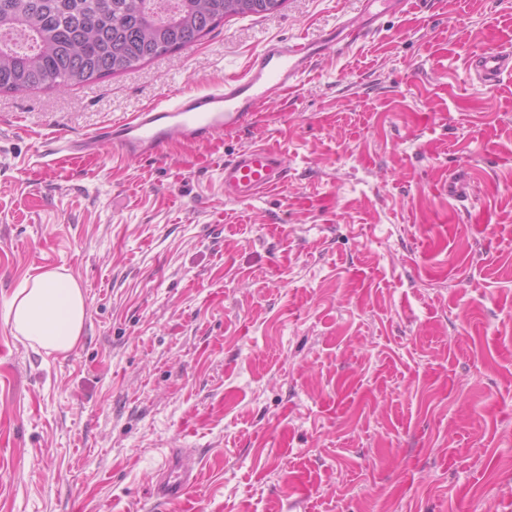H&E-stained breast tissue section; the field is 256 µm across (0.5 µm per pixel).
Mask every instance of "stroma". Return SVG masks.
<instances>
[{"label":"stroma","instance_id":"1","mask_svg":"<svg viewBox=\"0 0 512 512\" xmlns=\"http://www.w3.org/2000/svg\"><path fill=\"white\" fill-rule=\"evenodd\" d=\"M344 16L369 35L239 133L62 173L35 155ZM508 43L512 0H285L94 84L0 94V306L60 268L86 307L67 353L0 318V512H148L171 448L199 469L172 512H512V72L468 76ZM253 144L288 181L226 200Z\"/></svg>","mask_w":512,"mask_h":512}]
</instances>
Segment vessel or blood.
Listing matches in <instances>:
<instances>
[{
	"label": "vessel or blood",
	"instance_id": "b4317fda",
	"mask_svg": "<svg viewBox=\"0 0 512 512\" xmlns=\"http://www.w3.org/2000/svg\"><path fill=\"white\" fill-rule=\"evenodd\" d=\"M360 36L359 27L345 19L337 29L311 39L266 44L252 54L245 72L225 76L222 86L208 92L180 90L82 137L55 136L54 147L44 155L50 165L57 166L62 158L89 157L108 145L124 158L160 161L173 142L196 143L218 134H235L248 120L260 117L268 104L296 94L303 75L331 43H352ZM469 68L479 81L495 82L504 71H512V48L475 56ZM287 178L285 155L256 144L225 161L224 196L253 201L279 188ZM196 484L197 474L187 453L173 448L157 475L153 498L159 505L176 502L187 497Z\"/></svg>",
	"mask_w": 512,
	"mask_h": 512
}]
</instances>
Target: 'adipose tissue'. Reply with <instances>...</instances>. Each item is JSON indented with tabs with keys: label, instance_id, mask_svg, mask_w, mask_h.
Wrapping results in <instances>:
<instances>
[{
	"label": "adipose tissue",
	"instance_id": "obj_1",
	"mask_svg": "<svg viewBox=\"0 0 512 512\" xmlns=\"http://www.w3.org/2000/svg\"><path fill=\"white\" fill-rule=\"evenodd\" d=\"M1 317L33 348L66 353L74 349L82 333L84 296L71 275L46 270L14 291Z\"/></svg>",
	"mask_w": 512,
	"mask_h": 512
}]
</instances>
